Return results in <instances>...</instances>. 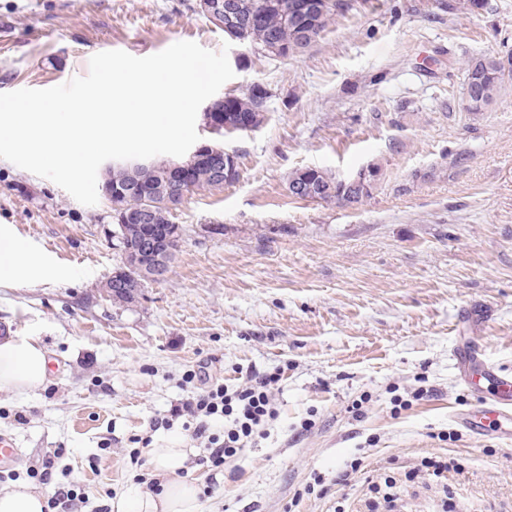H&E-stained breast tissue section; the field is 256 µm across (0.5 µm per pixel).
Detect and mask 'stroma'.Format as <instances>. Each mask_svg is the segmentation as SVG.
<instances>
[{"label": "stroma", "instance_id": "1", "mask_svg": "<svg viewBox=\"0 0 512 512\" xmlns=\"http://www.w3.org/2000/svg\"><path fill=\"white\" fill-rule=\"evenodd\" d=\"M193 2L0 0V93L86 76L99 52L145 57L193 41L227 50L234 77L221 94L257 83L270 94L258 129L223 139L238 179L185 195L169 273L124 306L105 292L120 262L107 196L83 205L0 159V226L53 271L0 286V327L50 352L43 388L0 394V433L21 450L0 487L29 483L62 447L49 488L76 482L72 512H104L146 490L131 438L195 448L181 425L148 430L183 397L185 370L203 364L235 386L279 366L268 437L222 473L189 470L212 491L198 512H335L340 498L367 512L370 480L403 479L426 457L447 460V483L419 474L400 512H440L447 494L454 512H512V442L453 420L471 398L450 359L461 336L512 371V83L484 111L461 105L468 60L512 52V0L472 11L462 0H346L308 51L278 59L226 44ZM370 164L379 178L357 205L288 192L294 170L347 178ZM465 308L475 316L463 322ZM421 384L430 397L393 414L392 395ZM361 447L360 471L337 484ZM316 475L328 493L295 499Z\"/></svg>", "mask_w": 512, "mask_h": 512}]
</instances>
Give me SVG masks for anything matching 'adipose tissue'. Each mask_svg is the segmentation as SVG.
Here are the masks:
<instances>
[{
  "mask_svg": "<svg viewBox=\"0 0 512 512\" xmlns=\"http://www.w3.org/2000/svg\"><path fill=\"white\" fill-rule=\"evenodd\" d=\"M46 266L0 228V283L37 280ZM49 351L40 338L17 336L0 342V393L25 394L41 388L48 377ZM151 461L163 478L161 494L138 493L117 500L116 512H197V488L181 478L187 453L182 448H154Z\"/></svg>",
  "mask_w": 512,
  "mask_h": 512,
  "instance_id": "adipose-tissue-1",
  "label": "adipose tissue"
}]
</instances>
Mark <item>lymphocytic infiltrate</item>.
I'll use <instances>...</instances> for the list:
<instances>
[{
    "instance_id": "1",
    "label": "lymphocytic infiltrate",
    "mask_w": 512,
    "mask_h": 512,
    "mask_svg": "<svg viewBox=\"0 0 512 512\" xmlns=\"http://www.w3.org/2000/svg\"><path fill=\"white\" fill-rule=\"evenodd\" d=\"M279 380L276 371L252 373L243 384L231 388L207 381L203 370H185L181 382L186 394L159 422L168 426L181 421L200 446L195 465L212 472L223 470L227 462L263 437L266 426L276 419L273 388Z\"/></svg>"
}]
</instances>
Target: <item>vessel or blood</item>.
Wrapping results in <instances>:
<instances>
[{"label":"vessel or blood","instance_id":"obj_1","mask_svg":"<svg viewBox=\"0 0 512 512\" xmlns=\"http://www.w3.org/2000/svg\"><path fill=\"white\" fill-rule=\"evenodd\" d=\"M450 357L458 380L479 400L459 414V422L476 434L512 439V374L489 363L483 349L471 342L455 343Z\"/></svg>","mask_w":512,"mask_h":512}]
</instances>
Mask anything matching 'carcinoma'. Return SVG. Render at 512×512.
I'll use <instances>...</instances> for the list:
<instances>
[{"label":"carcinoma","mask_w":512,"mask_h":512,"mask_svg":"<svg viewBox=\"0 0 512 512\" xmlns=\"http://www.w3.org/2000/svg\"><path fill=\"white\" fill-rule=\"evenodd\" d=\"M233 12L224 16L215 27L224 31L232 41L242 40L253 45L258 52L270 58H285L306 52L327 30L335 13L346 6L344 0H306L309 9L296 16L291 4L297 0H230ZM512 79V55L485 54L469 61L466 70L465 93L471 97L468 112H480L498 98L505 79ZM267 89L255 84L241 95L228 99H216L210 103L207 118L219 112L223 114L222 126L215 132L217 140L208 142L216 150H224L218 138L239 133L238 123L243 118H256L253 126L259 127L266 119ZM169 161H155L150 165L133 167L112 165L106 172L105 183L112 187V214H130L124 223H115L123 245L136 247L147 236L166 239L168 234L169 206L181 204L184 196L198 189H220L228 183L209 165L199 166L184 181L183 189L170 190L166 184ZM291 183H303L312 188L324 202L344 205L348 202L343 180L316 168L298 169L289 177ZM150 206L155 214L151 224H143L134 215L140 208ZM106 289L112 303L127 305L134 302V295L143 293L148 281L141 274L124 265L112 271Z\"/></svg>","instance_id":"1"}]
</instances>
